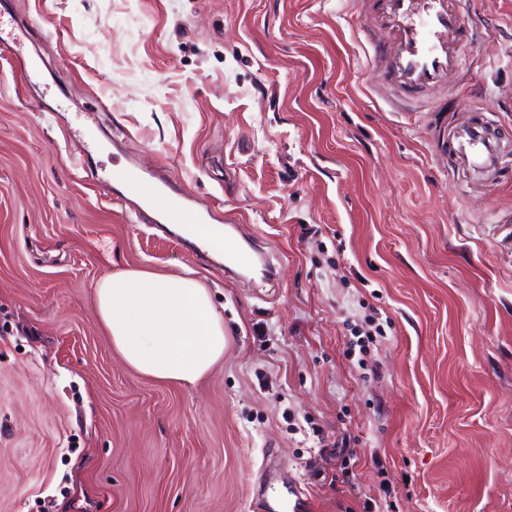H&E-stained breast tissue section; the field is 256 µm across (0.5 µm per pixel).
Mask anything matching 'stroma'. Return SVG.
Here are the masks:
<instances>
[{
	"mask_svg": "<svg viewBox=\"0 0 512 512\" xmlns=\"http://www.w3.org/2000/svg\"><path fill=\"white\" fill-rule=\"evenodd\" d=\"M461 7L473 88L395 112L353 0H0L37 65L0 56V512H271L270 471L314 512H512V180L444 144L479 107L512 139V0ZM131 161L274 280L130 223ZM128 267L209 288L229 344L196 385L105 336Z\"/></svg>",
	"mask_w": 512,
	"mask_h": 512,
	"instance_id": "stroma-1",
	"label": "stroma"
}]
</instances>
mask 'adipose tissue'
<instances>
[{
  "mask_svg": "<svg viewBox=\"0 0 512 512\" xmlns=\"http://www.w3.org/2000/svg\"><path fill=\"white\" fill-rule=\"evenodd\" d=\"M95 297L113 349L141 375L192 386L224 358V319L192 274L110 272L98 280Z\"/></svg>",
  "mask_w": 512,
  "mask_h": 512,
  "instance_id": "obj_1",
  "label": "adipose tissue"
}]
</instances>
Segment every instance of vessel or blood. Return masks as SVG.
I'll use <instances>...</instances> for the list:
<instances>
[{
    "label": "vessel or blood",
    "instance_id": "obj_1",
    "mask_svg": "<svg viewBox=\"0 0 512 512\" xmlns=\"http://www.w3.org/2000/svg\"><path fill=\"white\" fill-rule=\"evenodd\" d=\"M368 32L382 31L385 43L374 47L377 69L397 96L420 100L446 89L467 68L474 30L462 18L457 0H360ZM449 151L455 163L475 176H496L503 168L505 141L493 124L471 115L450 128ZM121 195L140 209L156 208V223L202 224L204 211L190 198L173 192L159 174L123 165L112 174ZM255 261L243 248L224 255V273L243 279Z\"/></svg>",
    "mask_w": 512,
    "mask_h": 512
}]
</instances>
